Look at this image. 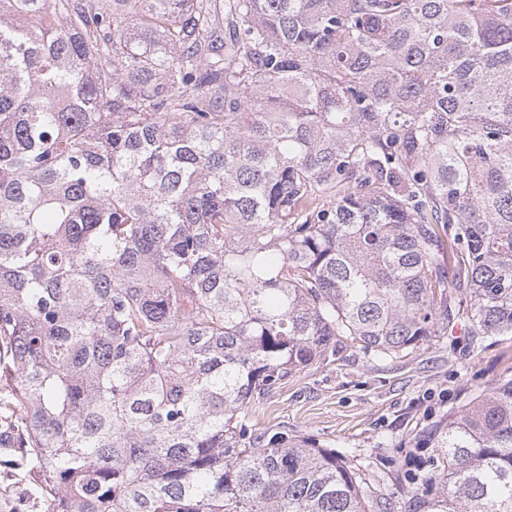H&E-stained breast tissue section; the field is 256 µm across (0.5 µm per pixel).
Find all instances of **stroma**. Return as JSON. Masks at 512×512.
<instances>
[{"label":"stroma","instance_id":"35a3bbf8","mask_svg":"<svg viewBox=\"0 0 512 512\" xmlns=\"http://www.w3.org/2000/svg\"><path fill=\"white\" fill-rule=\"evenodd\" d=\"M468 323L440 332L401 357L357 348L315 364L254 400L255 428L327 448L360 475L369 512H413L415 479L432 473L442 451L425 431L474 392L512 379V336L474 345ZM18 449L0 445V512H45L43 496L20 468Z\"/></svg>","mask_w":512,"mask_h":512}]
</instances>
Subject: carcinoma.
Wrapping results in <instances>:
<instances>
[{"label":"carcinoma","mask_w":512,"mask_h":512,"mask_svg":"<svg viewBox=\"0 0 512 512\" xmlns=\"http://www.w3.org/2000/svg\"><path fill=\"white\" fill-rule=\"evenodd\" d=\"M512 336V0H0V413L46 512H367L251 401ZM428 512H512V380Z\"/></svg>","instance_id":"cac0c4a2"}]
</instances>
